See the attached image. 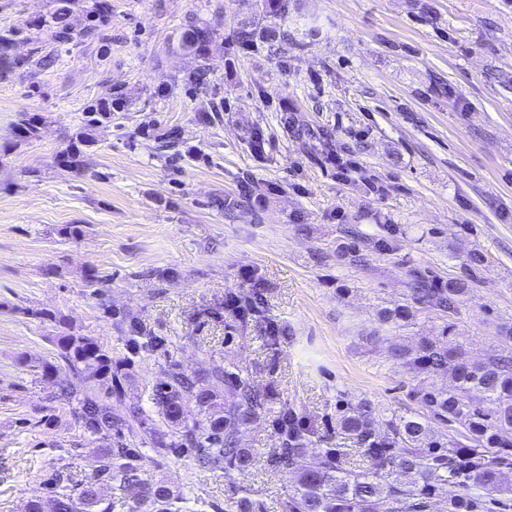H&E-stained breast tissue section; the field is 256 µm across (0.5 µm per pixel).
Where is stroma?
I'll return each mask as SVG.
<instances>
[{"instance_id":"1","label":"stroma","mask_w":512,"mask_h":512,"mask_svg":"<svg viewBox=\"0 0 512 512\" xmlns=\"http://www.w3.org/2000/svg\"><path fill=\"white\" fill-rule=\"evenodd\" d=\"M252 2L112 0L111 40L63 47L46 24L54 0H0V512L51 502L57 475L83 479L115 442L87 436L56 397L74 380L63 333L130 358L121 394L96 392L113 417L136 411L171 435L153 385L247 370L266 398L240 434L253 467L200 470L139 428L132 442L144 482L222 510L245 489L257 512H285L291 490L264 462L282 408L310 428L307 466L346 447L339 402L425 414L422 377L393 344L512 353L498 334L512 325V0H290L277 49L236 42ZM191 21L215 36L205 58L179 45ZM117 94L79 170L61 166L86 106ZM25 113L41 123L23 139ZM473 252L484 261L456 335L423 307L380 324L413 304V272L460 277ZM255 296L241 322L229 300ZM132 319L165 349L129 355Z\"/></svg>"}]
</instances>
